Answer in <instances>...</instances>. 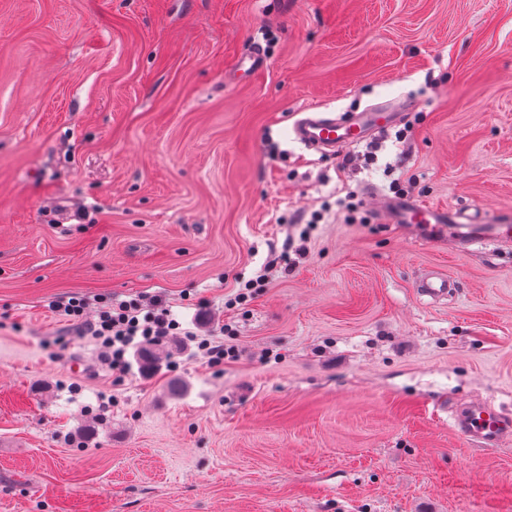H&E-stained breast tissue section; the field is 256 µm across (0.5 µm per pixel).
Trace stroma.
Returning a JSON list of instances; mask_svg holds the SVG:
<instances>
[{
    "instance_id": "obj_1",
    "label": "stroma",
    "mask_w": 512,
    "mask_h": 512,
    "mask_svg": "<svg viewBox=\"0 0 512 512\" xmlns=\"http://www.w3.org/2000/svg\"><path fill=\"white\" fill-rule=\"evenodd\" d=\"M398 104L373 164L290 135ZM388 163L424 203L512 210V0H0V512H512V441L438 409L512 410V248L382 223ZM350 190L370 223L330 213L227 307ZM139 294L232 323L238 360L175 337L119 380L48 309ZM324 220V213L321 210H313L310 212L309 217L307 214L300 215L294 218L296 224H305V228L301 231L299 236L300 244L295 247V258L291 257L288 243L282 252L277 254L271 253L270 257L256 272V275L241 284L238 292L233 298L227 300L226 305L235 307L237 304H243L252 299V297L261 292L262 288H267L271 283L274 273L281 275H289L294 272L299 264V258L306 253L305 243L311 238V233L316 229L318 224ZM454 288L455 282L439 273H428L416 284L417 294L432 303L445 300ZM451 426L467 442L491 448L512 438V415L490 403H474L451 412Z\"/></svg>"
}]
</instances>
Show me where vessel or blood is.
<instances>
[{
    "instance_id": "1",
    "label": "vessel or blood",
    "mask_w": 512,
    "mask_h": 512,
    "mask_svg": "<svg viewBox=\"0 0 512 512\" xmlns=\"http://www.w3.org/2000/svg\"><path fill=\"white\" fill-rule=\"evenodd\" d=\"M395 119L392 112L362 111L344 116L309 112L293 123L291 134L306 148L336 154L368 140L383 129L385 123ZM380 213L385 223L414 228L420 238L433 242L445 240L458 250L467 251L479 244L512 245V212L495 213L475 222L460 209L428 205L403 197L383 200ZM454 288L451 278L438 273L427 274L416 284L417 294L432 303L445 300ZM451 426L467 442L484 448L512 440V415L489 403L455 409L451 413Z\"/></svg>"
}]
</instances>
